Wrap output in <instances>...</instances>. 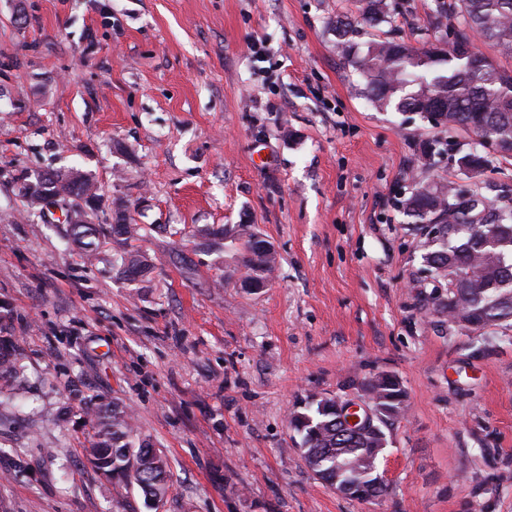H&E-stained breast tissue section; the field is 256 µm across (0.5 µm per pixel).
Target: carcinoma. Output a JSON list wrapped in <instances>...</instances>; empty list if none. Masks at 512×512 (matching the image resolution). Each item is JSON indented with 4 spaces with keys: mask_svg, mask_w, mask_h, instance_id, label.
<instances>
[{
    "mask_svg": "<svg viewBox=\"0 0 512 512\" xmlns=\"http://www.w3.org/2000/svg\"><path fill=\"white\" fill-rule=\"evenodd\" d=\"M356 15L349 20L336 19V48L350 60L365 80L361 93L379 110L419 112L425 103L440 99L445 112L439 126L452 139L463 131L478 143L512 140V70L497 67L491 61L474 69L462 54L475 49L473 37L489 41L502 52L512 54V0H448L437 10L448 8L460 19L448 47L431 43L415 48L393 38H374L366 50L357 52L349 38L353 26L378 28L388 16L386 0H355ZM448 153V147L434 141L422 151L423 165L430 167L435 157ZM469 159L459 168L472 179L467 189L454 181L418 184L410 195L398 201L414 224L419 236L422 259L432 280L448 286L446 299L438 302V313L448 317V331L460 330L457 318L465 314L474 322L472 333L485 334L494 327L512 328V192L501 190L489 198L474 181L482 164L489 162L478 149L459 153ZM50 193L67 192L77 197L92 192L91 177L79 170L50 173L38 182ZM440 226L435 235L427 225ZM94 233L90 224H74L70 242L93 254L86 238ZM106 233L114 242L125 244L139 234L135 224H111ZM205 239L242 238L241 225L226 224L201 229ZM265 239L257 233L247 236L237 266L247 270L248 282L258 288L269 278L278 263L274 253L266 251ZM146 255L124 252L121 273L129 277L133 269L142 274L149 270ZM0 379L19 386L24 381L19 354L9 340L0 339ZM361 390L378 400L370 429L345 434L337 406L339 398L321 396L289 415L288 425L300 436L307 466L322 477L325 484L338 488L351 482L361 468L364 456L388 443L386 431L407 409V393L393 373L379 372L363 379ZM86 419L94 424L89 441L96 454L90 459L96 469L118 477L115 489L135 485L145 501L169 493V470L165 456L153 444L137 436L131 415L115 402L102 396H78Z\"/></svg>",
    "mask_w": 512,
    "mask_h": 512,
    "instance_id": "carcinoma-1",
    "label": "carcinoma"
}]
</instances>
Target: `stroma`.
Listing matches in <instances>:
<instances>
[{"mask_svg": "<svg viewBox=\"0 0 512 512\" xmlns=\"http://www.w3.org/2000/svg\"><path fill=\"white\" fill-rule=\"evenodd\" d=\"M437 0H398L415 47L458 26ZM354 0H0V336L26 367L20 404L0 381V512H150L87 462L73 391L127 406L166 456L164 512H512V328L452 332L397 207L442 133L380 111L336 51ZM258 52H251V45ZM90 174L96 221L122 200L149 225L131 282L100 235L94 259L63 224L29 220L22 177ZM247 224L279 264L240 288ZM397 375L408 408L389 432L382 499L318 480L288 427L312 394L359 401Z\"/></svg>", "mask_w": 512, "mask_h": 512, "instance_id": "obj_1", "label": "stroma"}]
</instances>
